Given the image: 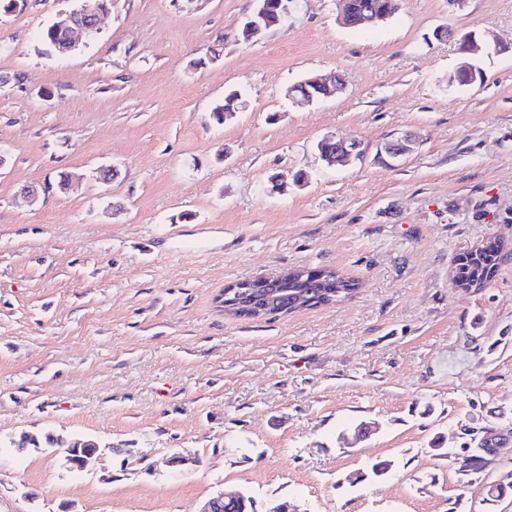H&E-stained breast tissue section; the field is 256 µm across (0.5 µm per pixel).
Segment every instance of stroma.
Returning <instances> with one entry per match:
<instances>
[{"label": "stroma", "instance_id": "35a3bbf8", "mask_svg": "<svg viewBox=\"0 0 512 512\" xmlns=\"http://www.w3.org/2000/svg\"><path fill=\"white\" fill-rule=\"evenodd\" d=\"M75 5L0 8V512H198L220 491L256 512H512L487 499L512 440L460 469L485 427L512 429V0H403L360 31L338 0H297L250 41L254 0H112L56 55L41 31ZM468 33L484 80L452 87ZM313 74L343 91L295 106ZM235 89L246 108L217 123ZM327 136L363 159L327 167ZM493 243L492 279L454 288ZM296 267L361 286L258 319L218 303ZM48 431L96 458L12 445ZM485 249V247H479L474 250L467 252L466 254L470 258H476L481 254V252ZM502 247L499 244L487 246V250L483 255L479 256L477 259H466L461 260L459 258L457 267H456V277L459 280H470L476 276L481 267H482V277L485 272L487 274V281L490 279L496 268L498 267L500 261L502 260ZM486 280L474 281L472 283H466L461 285H456V288H461L463 290H472L473 288H482Z\"/></svg>", "mask_w": 512, "mask_h": 512}]
</instances>
